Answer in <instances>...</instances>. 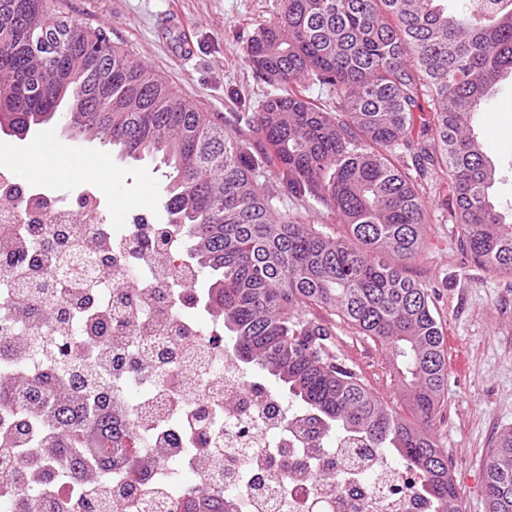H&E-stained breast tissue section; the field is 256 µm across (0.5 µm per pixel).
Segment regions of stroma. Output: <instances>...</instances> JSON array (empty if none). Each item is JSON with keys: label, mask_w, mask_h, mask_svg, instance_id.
Here are the masks:
<instances>
[{"label": "stroma", "mask_w": 512, "mask_h": 512, "mask_svg": "<svg viewBox=\"0 0 512 512\" xmlns=\"http://www.w3.org/2000/svg\"><path fill=\"white\" fill-rule=\"evenodd\" d=\"M281 0H53V17L104 31L113 45L160 74L182 98L215 117L256 110L271 93L255 77L243 48L259 24L276 18ZM189 54H181L183 38ZM477 128L493 146L499 171L496 193L512 203V80L503 83ZM57 143L72 156L111 157L112 191L104 200L116 217L148 216L167 221L165 167L149 160L124 161L111 147L49 123L26 140L0 133V164L33 147ZM428 248L412 273L437 292L445 347L461 359L449 370L442 414L434 426L436 441L455 460L452 477L461 512H487L484 462L502 429L512 427V278L465 266L443 199L429 204ZM317 318L332 326L337 352L362 373L386 405L399 408L400 385L384 351L358 335L330 311Z\"/></svg>", "instance_id": "1"}]
</instances>
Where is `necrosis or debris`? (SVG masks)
Here are the masks:
<instances>
[{
    "label": "necrosis or debris",
    "mask_w": 512,
    "mask_h": 512,
    "mask_svg": "<svg viewBox=\"0 0 512 512\" xmlns=\"http://www.w3.org/2000/svg\"><path fill=\"white\" fill-rule=\"evenodd\" d=\"M83 184L86 203L76 213L58 195L22 180L12 165H0V254L33 224L79 241L102 238L111 267L72 272L68 261L43 260L13 266L7 278L21 288L51 289L60 311L74 310L79 297L93 294L84 317L99 327L87 335L85 351L109 381L119 441L133 442L144 464L129 478L102 482L93 466L75 473L69 451L33 458L41 422L27 418L22 428H4L17 410L0 403V447L18 449L22 473L19 483L0 485V512H16L22 494L26 512H87L91 495L100 503L96 512H145L151 502L156 512H166L182 487L214 482L229 459L238 512H315L319 502L328 512H430L414 496L393 498L410 480L404 469L362 441L310 432L304 412L231 358L221 319L198 311L179 233L170 234L165 249L144 246L152 224L112 223L100 208L105 193L99 183L87 178ZM129 278L134 296L118 302ZM134 360L160 368V375L140 379L129 367ZM200 405L216 416L221 433L220 441L204 446L195 444L190 427ZM243 419L249 430L242 436L236 426ZM160 448L165 457H157ZM317 469L339 474L340 489L317 483Z\"/></svg>",
    "instance_id": "4bbe7bcc"
}]
</instances>
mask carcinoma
Here are the masks:
<instances>
[{
    "mask_svg": "<svg viewBox=\"0 0 512 512\" xmlns=\"http://www.w3.org/2000/svg\"><path fill=\"white\" fill-rule=\"evenodd\" d=\"M282 0L258 26L246 60L277 92L240 112L253 138L173 92L106 35L51 17L48 0H0V131L25 137L57 119L122 159L148 156L169 169L175 225L205 304L224 324L232 356L274 377L316 424L357 437L414 478L432 512H461L448 455L433 433L448 382L444 328L432 291L411 274L427 248L428 167L445 175L448 223L467 261L512 277V224L496 205L491 147L476 115L512 77V0ZM60 48L45 75L40 37ZM327 90L326 103L307 95ZM80 101L76 111H57ZM426 112L424 132L415 113ZM293 197L333 213L340 234L282 214V197L259 181L269 169ZM322 308L378 343L402 387L404 411L376 399L336 354ZM48 367L84 365L83 338L33 337ZM92 413L107 400L82 387ZM60 446L94 461L113 438L100 419L77 437L53 418ZM488 512H512V429L484 463ZM172 512H237L224 480L183 490Z\"/></svg>",
    "mask_w": 512,
    "mask_h": 512,
    "instance_id": "obj_1",
    "label": "carcinoma"
}]
</instances>
